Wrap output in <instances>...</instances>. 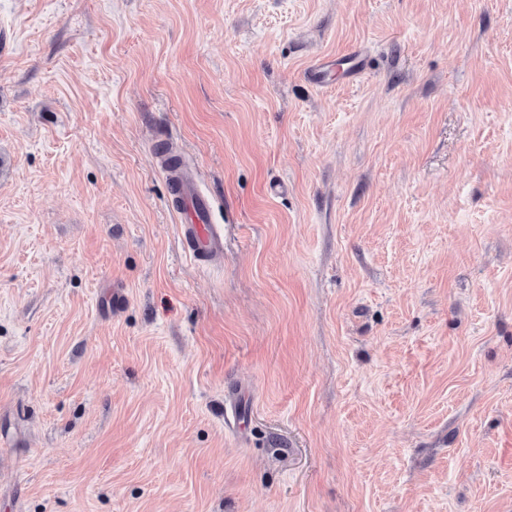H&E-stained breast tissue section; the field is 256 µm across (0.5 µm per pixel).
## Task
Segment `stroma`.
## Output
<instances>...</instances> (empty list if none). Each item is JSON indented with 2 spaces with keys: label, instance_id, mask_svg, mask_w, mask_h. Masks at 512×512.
Segmentation results:
<instances>
[{
  "label": "stroma",
  "instance_id": "1",
  "mask_svg": "<svg viewBox=\"0 0 512 512\" xmlns=\"http://www.w3.org/2000/svg\"><path fill=\"white\" fill-rule=\"evenodd\" d=\"M0 30V512H512V0H0ZM193 172L181 169L178 176L181 201L183 244L197 259L220 260L224 252V234L217 224H210V201L195 187Z\"/></svg>",
  "mask_w": 512,
  "mask_h": 512
}]
</instances>
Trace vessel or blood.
Returning a JSON list of instances; mask_svg holds the SVG:
<instances>
[{
  "label": "vessel or blood",
  "instance_id": "obj_1",
  "mask_svg": "<svg viewBox=\"0 0 512 512\" xmlns=\"http://www.w3.org/2000/svg\"><path fill=\"white\" fill-rule=\"evenodd\" d=\"M181 201L178 210L182 216L183 244L197 259H221L224 252V234L218 225L209 222L210 201L195 187L193 172L180 170L178 176Z\"/></svg>",
  "mask_w": 512,
  "mask_h": 512
}]
</instances>
